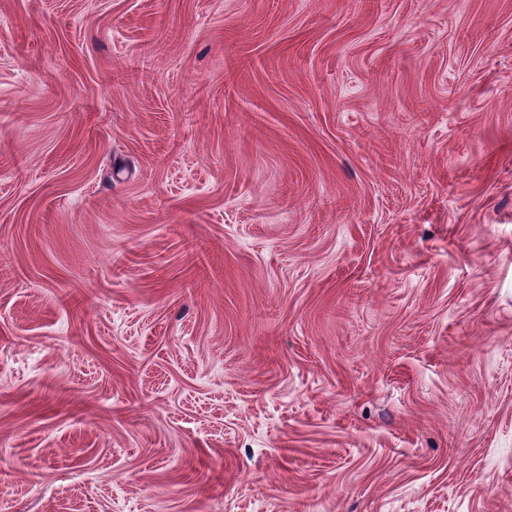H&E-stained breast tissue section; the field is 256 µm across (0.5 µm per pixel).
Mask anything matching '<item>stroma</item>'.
<instances>
[{
	"label": "stroma",
	"mask_w": 512,
	"mask_h": 512,
	"mask_svg": "<svg viewBox=\"0 0 512 512\" xmlns=\"http://www.w3.org/2000/svg\"><path fill=\"white\" fill-rule=\"evenodd\" d=\"M0 512H512V0H0Z\"/></svg>",
	"instance_id": "1"
}]
</instances>
